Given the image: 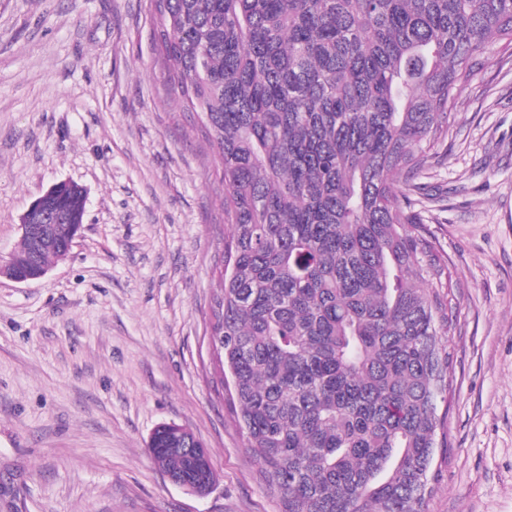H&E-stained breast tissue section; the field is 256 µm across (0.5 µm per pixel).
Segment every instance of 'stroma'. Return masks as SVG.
I'll return each mask as SVG.
<instances>
[{
  "mask_svg": "<svg viewBox=\"0 0 512 512\" xmlns=\"http://www.w3.org/2000/svg\"><path fill=\"white\" fill-rule=\"evenodd\" d=\"M152 0H0V265L50 186L86 194L69 254L0 276V512H282L212 363L224 258L215 146L173 89ZM416 235L451 289L448 445L427 512H512V51L488 43L448 138L416 176ZM163 423L210 450L216 483L172 484Z\"/></svg>",
  "mask_w": 512,
  "mask_h": 512,
  "instance_id": "obj_1",
  "label": "stroma"
}]
</instances>
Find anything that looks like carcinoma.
Segmentation results:
<instances>
[{"mask_svg":"<svg viewBox=\"0 0 512 512\" xmlns=\"http://www.w3.org/2000/svg\"><path fill=\"white\" fill-rule=\"evenodd\" d=\"M157 47L224 181L214 345L236 418L284 512H426L447 401L452 287L420 187L457 87L512 0H155ZM70 215L83 190L61 188ZM151 457L214 484L189 429Z\"/></svg>","mask_w":512,"mask_h":512,"instance_id":"obj_1","label":"carcinoma"}]
</instances>
